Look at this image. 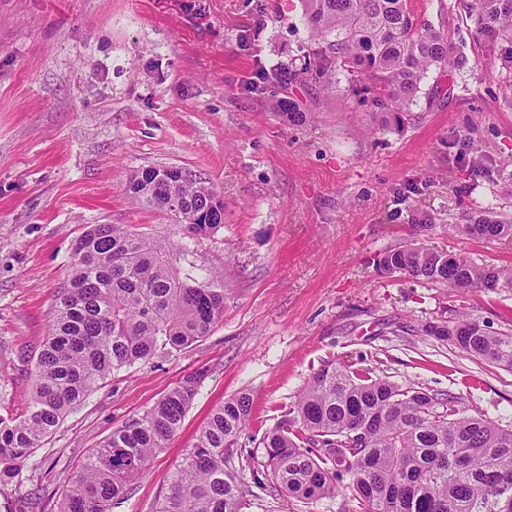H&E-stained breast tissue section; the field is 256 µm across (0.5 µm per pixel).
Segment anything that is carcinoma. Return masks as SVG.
<instances>
[{
	"label": "carcinoma",
	"mask_w": 512,
	"mask_h": 512,
	"mask_svg": "<svg viewBox=\"0 0 512 512\" xmlns=\"http://www.w3.org/2000/svg\"><path fill=\"white\" fill-rule=\"evenodd\" d=\"M315 48L301 70L334 91L345 77L375 112L406 111L430 72L448 66V36L419 19L410 0H303ZM486 43L512 44V0H469ZM126 193L177 218L197 240L224 224L217 189L185 168L150 167ZM448 230L512 240V224L478 212ZM186 244L174 245L125 224H90L76 240L48 334L34 365L29 405L0 416V482L22 465L60 422L108 376L169 347H188L224 317V274L195 277ZM381 275L404 274L454 288H512V268L477 263L422 243L386 249ZM424 332L468 357L512 371V334L476 320L429 323ZM208 370L183 377L137 418L112 431L65 479L58 512H112L123 503L181 428ZM252 400L239 392L214 407L176 465L156 512H247L240 472L254 454L239 447ZM254 483L309 504L338 494L352 512H512V428L465 415L450 396L400 386L369 368L330 363L260 438Z\"/></svg>",
	"instance_id": "1"
}]
</instances>
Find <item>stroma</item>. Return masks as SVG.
<instances>
[{
    "mask_svg": "<svg viewBox=\"0 0 512 512\" xmlns=\"http://www.w3.org/2000/svg\"><path fill=\"white\" fill-rule=\"evenodd\" d=\"M448 34L451 63L407 112H372L348 82L326 94L301 68L313 40L301 0H0V414L23 413L71 247L90 224L182 241L171 215L124 192L149 167L202 174L224 223L192 243L196 275L224 273V318L194 345L109 376L65 417L0 512H57L66 476L99 442L199 367L178 433L113 512H155L211 410L244 391L256 449L323 366L368 367L457 397L512 426V372L425 335L465 312L512 333V289L451 288L373 266L428 215L427 242L512 266V242L449 233L477 212L512 221V70L477 38L462 0H411ZM294 99L309 119L288 122ZM243 481L250 512H346L343 497L288 502Z\"/></svg>",
    "mask_w": 512,
    "mask_h": 512,
    "instance_id": "35a3bbf8",
    "label": "stroma"
}]
</instances>
